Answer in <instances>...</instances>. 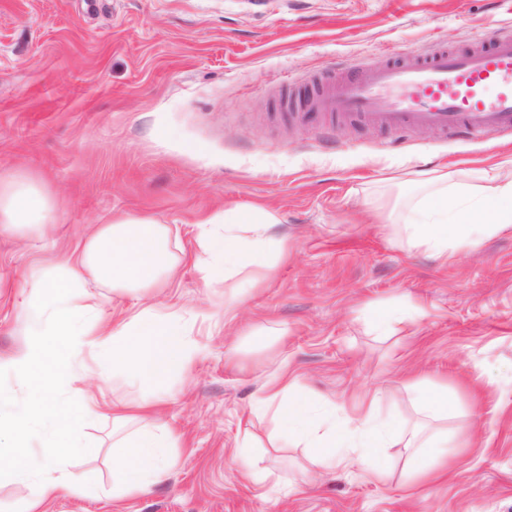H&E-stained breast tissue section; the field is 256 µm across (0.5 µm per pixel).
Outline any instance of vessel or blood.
<instances>
[{
	"instance_id": "vessel-or-blood-1",
	"label": "vessel or blood",
	"mask_w": 512,
	"mask_h": 512,
	"mask_svg": "<svg viewBox=\"0 0 512 512\" xmlns=\"http://www.w3.org/2000/svg\"><path fill=\"white\" fill-rule=\"evenodd\" d=\"M287 102L316 123L358 122L406 134L430 128L471 138L512 133V35L438 46L288 85Z\"/></svg>"
}]
</instances>
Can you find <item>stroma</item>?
<instances>
[{"label":"stroma","instance_id":"1","mask_svg":"<svg viewBox=\"0 0 512 512\" xmlns=\"http://www.w3.org/2000/svg\"><path fill=\"white\" fill-rule=\"evenodd\" d=\"M512 28V0H0V171L25 169L53 194L63 251L123 212L172 225L186 248L221 210L262 208L290 255L233 323L197 322L204 347L162 419L177 466L148 494L112 497V415L85 431L96 455L73 469L88 498L41 512H512V233L441 262L408 253L373 214L379 193L412 200L415 170L469 177L512 159V137L402 136L296 122L280 91L345 63L451 47ZM42 243L0 236V352L28 325L15 284ZM413 312L382 331L378 309ZM272 329L267 343L249 333ZM287 355L304 390L352 410L384 390L381 414H414L404 383L446 381L459 397L450 472L414 482L409 449L382 479L327 472L281 447L251 402L268 359ZM254 434V470L230 456Z\"/></svg>","mask_w":512,"mask_h":512}]
</instances>
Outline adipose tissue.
Returning a JSON list of instances; mask_svg holds the SVG:
<instances>
[{"instance_id": "ef3b65f1", "label": "adipose tissue", "mask_w": 512, "mask_h": 512, "mask_svg": "<svg viewBox=\"0 0 512 512\" xmlns=\"http://www.w3.org/2000/svg\"><path fill=\"white\" fill-rule=\"evenodd\" d=\"M421 199L396 225L400 245L447 260L500 232L512 231V159L480 184L449 183L446 173L412 181ZM57 222L52 196L28 172L0 173V233L42 239ZM273 214L257 208L243 214L230 208L198 224L194 252H187L170 225L148 216L125 214L78 241L68 255L33 267L20 294L26 302L31 342L0 357V369H13L34 417L47 424L40 460L26 449L29 419L0 416V439L9 442L8 461H0V487L32 484L23 512H38L49 499L89 496L88 482L74 472V459L97 452L81 432L101 416V404L83 385L90 366H98V386L137 391L135 399H116L112 412V494L132 497L162 482L176 466L180 437L157 420L170 397L175 374L186 372L203 352L192 339L199 314L155 298L173 287L186 262H193L204 287L222 289L225 320L236 318L249 290L288 257V241L276 236ZM132 297L140 305L108 319L101 311L104 292ZM68 381L76 405L57 398ZM416 419L398 423L382 417L380 391L366 393L351 413L317 412L286 357L273 360L252 401L276 435L309 448L314 461L334 470L337 449L356 456L372 476L384 471L383 451L394 441L412 448L410 477L426 480L447 473L448 419L457 400L443 382L415 377L404 384ZM32 416V417H33Z\"/></svg>"}]
</instances>
